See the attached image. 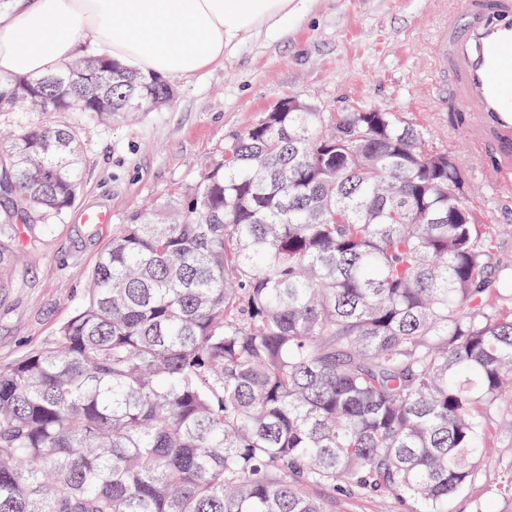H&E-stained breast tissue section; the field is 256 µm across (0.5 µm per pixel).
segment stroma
<instances>
[{
	"label": "stroma",
	"mask_w": 512,
	"mask_h": 512,
	"mask_svg": "<svg viewBox=\"0 0 512 512\" xmlns=\"http://www.w3.org/2000/svg\"><path fill=\"white\" fill-rule=\"evenodd\" d=\"M459 0H300L286 35L245 38L224 62L171 79L175 99L132 120L78 125L86 164L73 209L49 234L19 248L15 273L0 288V368L53 343L81 306L85 283L112 230L80 223L78 212L105 207L113 224L173 200L224 153L234 134L288 96L321 112H396L430 132L462 164L469 197L487 219L512 224V180L494 168L496 148L472 147L461 109L438 80L434 48Z\"/></svg>",
	"instance_id": "35a3bbf8"
}]
</instances>
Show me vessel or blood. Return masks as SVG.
I'll return each mask as SVG.
<instances>
[{
    "label": "vessel or blood",
    "mask_w": 512,
    "mask_h": 512,
    "mask_svg": "<svg viewBox=\"0 0 512 512\" xmlns=\"http://www.w3.org/2000/svg\"><path fill=\"white\" fill-rule=\"evenodd\" d=\"M436 63L472 118L470 134L496 142L512 166V0H463Z\"/></svg>",
    "instance_id": "vessel-or-blood-1"
}]
</instances>
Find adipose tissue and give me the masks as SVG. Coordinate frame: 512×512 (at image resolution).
Instances as JSON below:
<instances>
[{"instance_id":"obj_1","label":"adipose tissue","mask_w":512,"mask_h":512,"mask_svg":"<svg viewBox=\"0 0 512 512\" xmlns=\"http://www.w3.org/2000/svg\"><path fill=\"white\" fill-rule=\"evenodd\" d=\"M297 0H11L0 9V76L41 75L81 42L165 77L197 73L247 35L286 34Z\"/></svg>"}]
</instances>
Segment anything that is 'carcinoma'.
<instances>
[{
  "instance_id": "cac0c4a2",
  "label": "carcinoma",
  "mask_w": 512,
  "mask_h": 512,
  "mask_svg": "<svg viewBox=\"0 0 512 512\" xmlns=\"http://www.w3.org/2000/svg\"><path fill=\"white\" fill-rule=\"evenodd\" d=\"M95 53L0 77V271L74 204L77 110L167 104ZM395 112H266L112 236L50 346L0 369V512H448L512 494V261Z\"/></svg>"
}]
</instances>
